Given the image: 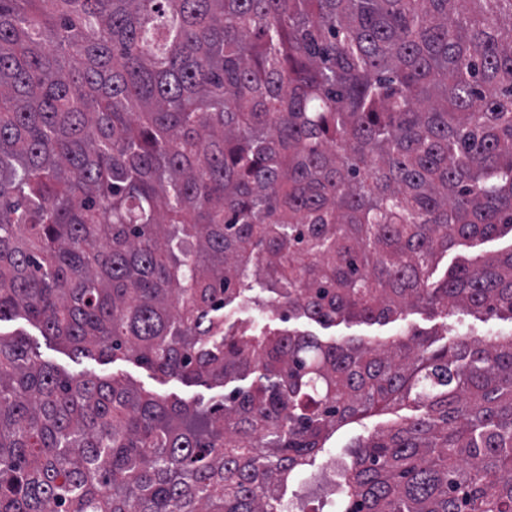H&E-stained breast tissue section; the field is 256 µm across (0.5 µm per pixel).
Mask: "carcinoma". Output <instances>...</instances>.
<instances>
[{"label": "carcinoma", "mask_w": 512, "mask_h": 512, "mask_svg": "<svg viewBox=\"0 0 512 512\" xmlns=\"http://www.w3.org/2000/svg\"><path fill=\"white\" fill-rule=\"evenodd\" d=\"M512 0H0V322L222 387L190 407L0 334V512H512V334L255 333L224 310L512 320ZM416 415H402L406 407ZM474 245L473 247H470L469 244L456 245L449 249L446 254L440 255L432 279L434 281L443 279L447 270L455 264L467 262L477 256L483 258L490 257L498 252L508 250L511 245V238L508 235L484 243L478 242ZM387 422L386 417H374L364 421V425L350 424L340 429L332 437L330 441V448L322 458L318 459L316 465L309 468L297 481L294 490H306L309 491L310 484L317 480L323 468L326 467V463L336 457V459L350 461L347 450L349 448H343L347 444L355 441L358 437L366 435L368 431H372L375 427H382Z\"/></svg>", "instance_id": "1"}]
</instances>
